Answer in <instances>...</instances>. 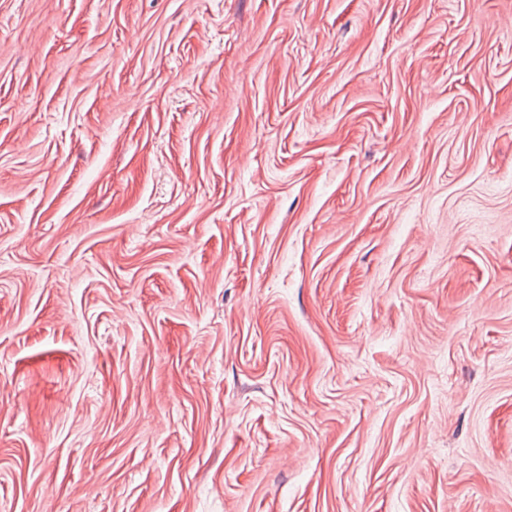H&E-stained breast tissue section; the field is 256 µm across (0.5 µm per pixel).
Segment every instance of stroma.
Here are the masks:
<instances>
[{
	"label": "stroma",
	"mask_w": 512,
	"mask_h": 512,
	"mask_svg": "<svg viewBox=\"0 0 512 512\" xmlns=\"http://www.w3.org/2000/svg\"><path fill=\"white\" fill-rule=\"evenodd\" d=\"M0 512H512V0H0Z\"/></svg>",
	"instance_id": "stroma-1"
}]
</instances>
